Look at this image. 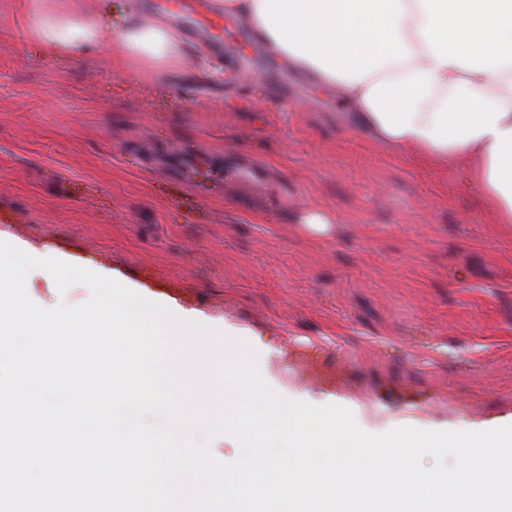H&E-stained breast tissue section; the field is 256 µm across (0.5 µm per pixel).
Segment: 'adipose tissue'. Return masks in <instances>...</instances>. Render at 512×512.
I'll list each match as a JSON object with an SVG mask.
<instances>
[{
	"instance_id": "adipose-tissue-1",
	"label": "adipose tissue",
	"mask_w": 512,
	"mask_h": 512,
	"mask_svg": "<svg viewBox=\"0 0 512 512\" xmlns=\"http://www.w3.org/2000/svg\"><path fill=\"white\" fill-rule=\"evenodd\" d=\"M247 19L290 68L341 90L358 123L429 164H454L512 224V0H213ZM25 35L51 56L115 45V62L160 71L205 64L164 19L120 31L76 0H22Z\"/></svg>"
}]
</instances>
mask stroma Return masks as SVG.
<instances>
[{"instance_id": "obj_1", "label": "stroma", "mask_w": 512, "mask_h": 512, "mask_svg": "<svg viewBox=\"0 0 512 512\" xmlns=\"http://www.w3.org/2000/svg\"><path fill=\"white\" fill-rule=\"evenodd\" d=\"M180 25L206 71L43 55L0 0V241L233 325L279 393L361 428L512 418V224L246 23ZM313 210L326 232L307 231ZM26 290L45 308L90 296L39 271Z\"/></svg>"}]
</instances>
